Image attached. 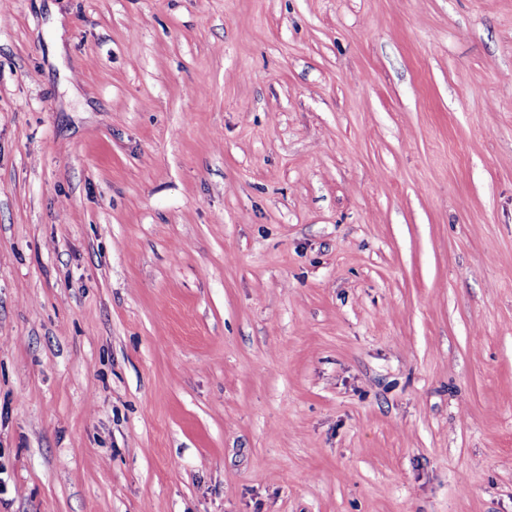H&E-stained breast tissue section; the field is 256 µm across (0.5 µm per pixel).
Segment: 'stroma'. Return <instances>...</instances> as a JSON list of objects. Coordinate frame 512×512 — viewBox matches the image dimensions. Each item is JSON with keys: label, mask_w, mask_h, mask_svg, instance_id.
Instances as JSON below:
<instances>
[{"label": "stroma", "mask_w": 512, "mask_h": 512, "mask_svg": "<svg viewBox=\"0 0 512 512\" xmlns=\"http://www.w3.org/2000/svg\"><path fill=\"white\" fill-rule=\"evenodd\" d=\"M0 512H512V0H0Z\"/></svg>", "instance_id": "obj_1"}]
</instances>
